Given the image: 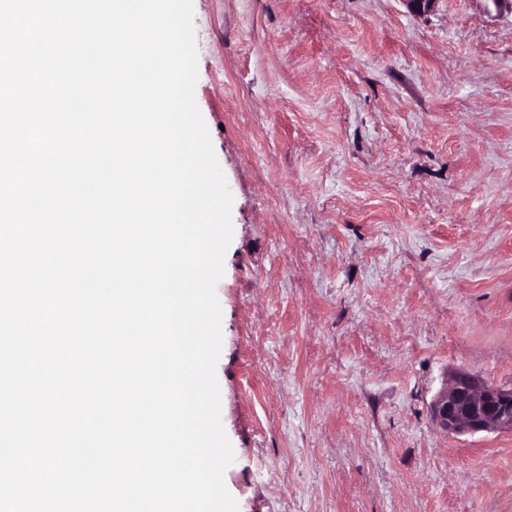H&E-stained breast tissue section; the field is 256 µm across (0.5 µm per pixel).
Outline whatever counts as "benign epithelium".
Instances as JSON below:
<instances>
[{
    "instance_id": "benign-epithelium-1",
    "label": "benign epithelium",
    "mask_w": 512,
    "mask_h": 512,
    "mask_svg": "<svg viewBox=\"0 0 512 512\" xmlns=\"http://www.w3.org/2000/svg\"><path fill=\"white\" fill-rule=\"evenodd\" d=\"M431 416L448 434L512 433V387L494 386L460 371L437 394Z\"/></svg>"
}]
</instances>
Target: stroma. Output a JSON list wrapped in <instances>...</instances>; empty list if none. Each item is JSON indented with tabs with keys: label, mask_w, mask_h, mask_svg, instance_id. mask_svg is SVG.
<instances>
[{
	"label": "stroma",
	"mask_w": 512,
	"mask_h": 512,
	"mask_svg": "<svg viewBox=\"0 0 512 512\" xmlns=\"http://www.w3.org/2000/svg\"><path fill=\"white\" fill-rule=\"evenodd\" d=\"M193 10L239 512H512V433L430 415L454 372L512 385V8Z\"/></svg>",
	"instance_id": "obj_1"
}]
</instances>
